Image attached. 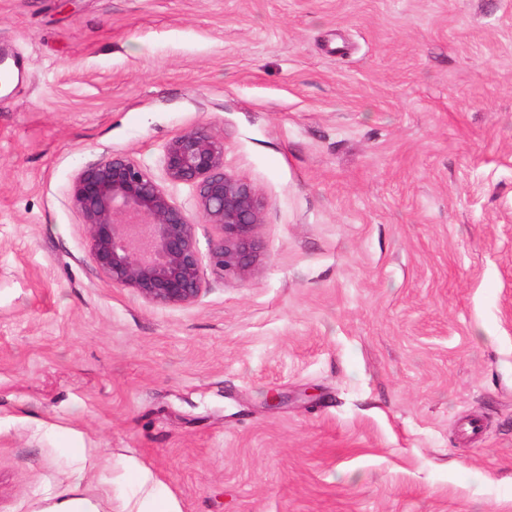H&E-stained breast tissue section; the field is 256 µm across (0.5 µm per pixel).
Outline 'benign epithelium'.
<instances>
[{
	"mask_svg": "<svg viewBox=\"0 0 512 512\" xmlns=\"http://www.w3.org/2000/svg\"><path fill=\"white\" fill-rule=\"evenodd\" d=\"M162 167L161 183L135 159L113 154L82 170L69 196L85 224L93 262L112 285L154 305L185 307L200 298L208 278L250 274L266 203L224 170V137L208 126L170 138ZM168 183L192 186L196 212L215 230L206 265L197 224Z\"/></svg>",
	"mask_w": 512,
	"mask_h": 512,
	"instance_id": "benign-epithelium-1",
	"label": "benign epithelium"
}]
</instances>
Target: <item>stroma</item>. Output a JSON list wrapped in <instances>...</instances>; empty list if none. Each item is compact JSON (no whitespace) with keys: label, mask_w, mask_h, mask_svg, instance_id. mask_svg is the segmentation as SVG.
Instances as JSON below:
<instances>
[{"label":"stroma","mask_w":512,"mask_h":512,"mask_svg":"<svg viewBox=\"0 0 512 512\" xmlns=\"http://www.w3.org/2000/svg\"><path fill=\"white\" fill-rule=\"evenodd\" d=\"M0 52V512H121L127 459L180 512H512V0H0ZM198 125L261 247L156 306L69 190Z\"/></svg>","instance_id":"1"}]
</instances>
